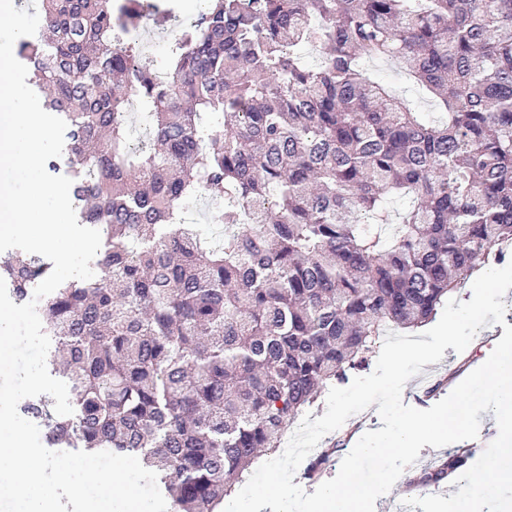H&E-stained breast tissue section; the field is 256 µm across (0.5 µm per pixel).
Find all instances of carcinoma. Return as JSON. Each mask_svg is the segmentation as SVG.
Masks as SVG:
<instances>
[{
    "label": "carcinoma",
    "instance_id": "obj_1",
    "mask_svg": "<svg viewBox=\"0 0 512 512\" xmlns=\"http://www.w3.org/2000/svg\"><path fill=\"white\" fill-rule=\"evenodd\" d=\"M118 11L175 18L152 0H43L42 34L18 45L67 123L80 223L104 241L98 278L40 304L74 412H24L51 446L140 456L176 512H217L326 384L505 259L512 0H210L163 82L136 42L106 37ZM314 42L325 52L306 67ZM374 59L397 61L446 120L372 80ZM132 101L153 117L146 152L128 146ZM200 192L224 199L215 249L172 223ZM395 196L411 204L393 222ZM50 272L38 255L0 259L18 300ZM470 459L452 449L411 485Z\"/></svg>",
    "mask_w": 512,
    "mask_h": 512
}]
</instances>
